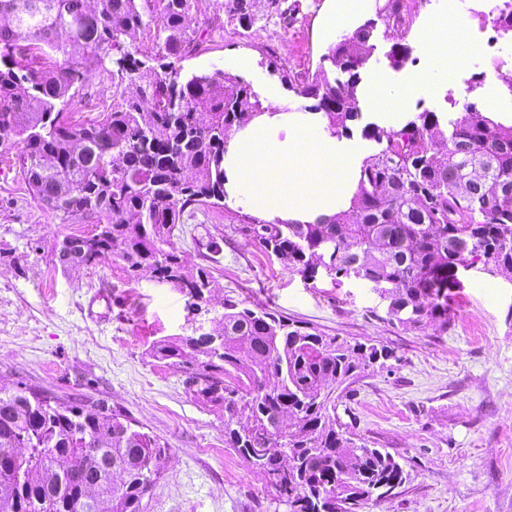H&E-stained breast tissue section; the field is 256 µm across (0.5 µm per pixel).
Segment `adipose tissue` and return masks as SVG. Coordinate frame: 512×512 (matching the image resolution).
<instances>
[{"mask_svg": "<svg viewBox=\"0 0 512 512\" xmlns=\"http://www.w3.org/2000/svg\"><path fill=\"white\" fill-rule=\"evenodd\" d=\"M463 52L427 43V60L415 85L391 89L378 75L367 90L389 113L400 111L415 87H432L457 75ZM360 151L340 145L319 112L266 110L234 130L224 153V188L269 221L312 224L348 208L355 190Z\"/></svg>", "mask_w": 512, "mask_h": 512, "instance_id": "1", "label": "adipose tissue"}]
</instances>
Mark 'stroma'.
I'll return each instance as SVG.
<instances>
[{"label": "stroma", "instance_id": "35a3bbf8", "mask_svg": "<svg viewBox=\"0 0 512 512\" xmlns=\"http://www.w3.org/2000/svg\"><path fill=\"white\" fill-rule=\"evenodd\" d=\"M484 2L430 0L401 41L367 7L373 50L363 76L379 72L394 87L411 84L426 59L417 29L432 23L437 38L452 39L457 15L494 38L503 58L512 57V35L492 25ZM222 3L199 0L191 12L199 39L179 62L183 74L209 73L247 54L256 69L244 79L259 99L272 87L280 109L299 111L284 79L321 65L329 0H279L276 10L265 0L254 5L248 28ZM400 46L408 56L395 68L391 54ZM468 102L512 121V92L501 88L491 97L476 80L451 92L418 90L403 112H457ZM111 109L112 77L93 70L69 106L72 119L90 124ZM18 153L0 144V386L22 381L63 398L99 399L158 436L170 454L142 500L143 512H286L264 476L225 446L220 413L187 392L180 369L147 354L156 339L188 334L185 296L150 275L129 277L114 258L93 269H63L54 243L89 233L92 225L58 223L37 204ZM245 212L229 202L203 209L174 237L190 269L208 268L215 279L212 308L230 297L395 352L388 368H366L336 402L342 424L392 453L405 471L402 487L369 512H512V273L491 274L478 264L460 270L461 284L448 294L447 332L410 329L390 319L388 301L373 283L308 280L267 256L244 231ZM212 239L221 243L219 255L207 249Z\"/></svg>", "mask_w": 512, "mask_h": 512}]
</instances>
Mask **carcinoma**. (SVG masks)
Masks as SVG:
<instances>
[{
	"instance_id": "obj_1",
	"label": "carcinoma",
	"mask_w": 512,
	"mask_h": 512,
	"mask_svg": "<svg viewBox=\"0 0 512 512\" xmlns=\"http://www.w3.org/2000/svg\"><path fill=\"white\" fill-rule=\"evenodd\" d=\"M138 0H0V142L20 150L37 202L62 224L88 220V234L53 246L64 267L118 258L128 274L149 273L187 296L188 314L210 304L208 269L187 271L172 242L185 212L224 205V146L263 106L250 85L217 69L181 73L197 32L186 19L195 0H163V75L135 56L143 18ZM251 0H225L243 27ZM396 26L411 28L403 0H384ZM370 32L342 34L320 68L288 89L312 100L336 138L359 119L361 69ZM110 64L124 84L112 111L88 126L65 107L88 82L85 60ZM379 148L360 166L348 209L326 224L254 217L249 231L288 269L388 286L399 324L448 330V288L459 268L512 270V124L475 104L440 116L418 112L397 130L366 132ZM466 151L459 152V143ZM158 362L179 365L200 402L224 416V443L265 476L288 512H362L404 482L383 448L368 446L336 421V390L394 352L372 339L348 341L264 308L222 303L203 333L154 341ZM0 512H140L167 448L105 402L61 398L20 382L0 388ZM255 448L265 449L252 457Z\"/></svg>"
}]
</instances>
